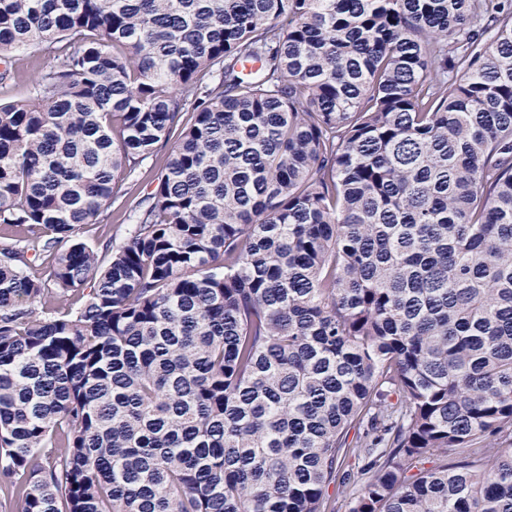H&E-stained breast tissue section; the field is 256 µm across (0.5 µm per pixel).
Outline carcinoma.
<instances>
[{"instance_id":"obj_1","label":"carcinoma","mask_w":512,"mask_h":512,"mask_svg":"<svg viewBox=\"0 0 512 512\" xmlns=\"http://www.w3.org/2000/svg\"><path fill=\"white\" fill-rule=\"evenodd\" d=\"M0 64V512H512V0H0ZM168 152V147L166 148H161V149H158L157 152H156V157L154 156L153 157V161L150 159L144 170L148 169V167L152 164L153 162V165L155 164L156 160H157V164H156V167L154 168V170L152 171L151 174L148 175V173L144 174V175H140V178H139V181L137 182V185L134 186L132 188V192L131 194L127 195L125 198L123 199H120L118 203H120L121 201H123L121 203V206H123V210L125 211L126 209H129L130 206H133L134 203L144 194V193H147L149 190H150V186L156 176V174L158 173V169H159V166L161 165L162 161L165 159L166 157V154ZM143 170V172H144ZM118 203L115 204L114 207H116L118 205ZM104 224L89 226L84 233L85 239L92 245L99 244L100 250L103 244L106 243V240L112 237V235L120 236L126 227V224H118L116 220L112 221V217L107 226Z\"/></svg>"}]
</instances>
